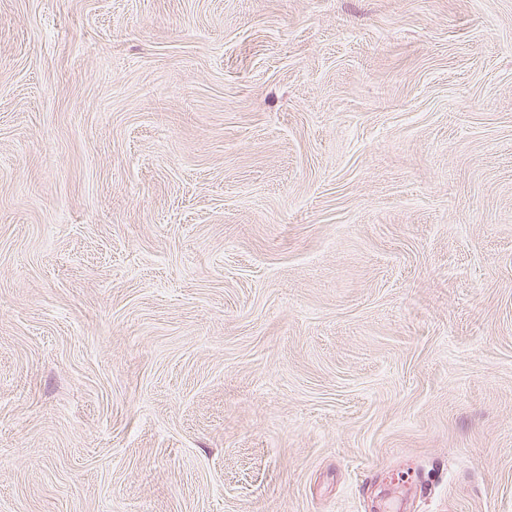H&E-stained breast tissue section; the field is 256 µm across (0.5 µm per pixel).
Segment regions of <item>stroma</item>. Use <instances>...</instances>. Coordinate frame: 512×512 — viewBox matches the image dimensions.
Listing matches in <instances>:
<instances>
[{
	"instance_id": "obj_1",
	"label": "stroma",
	"mask_w": 512,
	"mask_h": 512,
	"mask_svg": "<svg viewBox=\"0 0 512 512\" xmlns=\"http://www.w3.org/2000/svg\"><path fill=\"white\" fill-rule=\"evenodd\" d=\"M0 512H512V0H0Z\"/></svg>"
}]
</instances>
